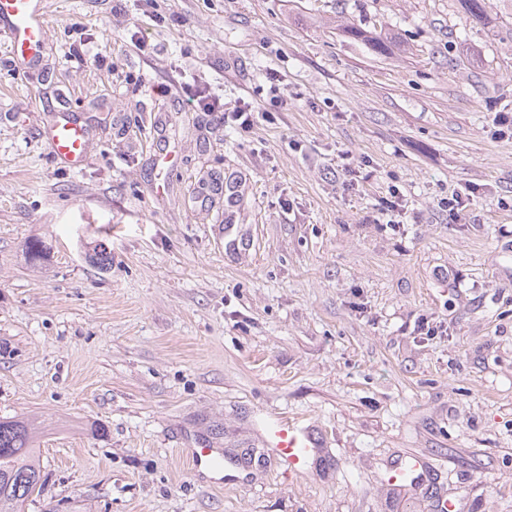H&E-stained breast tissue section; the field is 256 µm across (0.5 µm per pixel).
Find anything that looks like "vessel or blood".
<instances>
[{
	"label": "vessel or blood",
	"mask_w": 512,
	"mask_h": 512,
	"mask_svg": "<svg viewBox=\"0 0 512 512\" xmlns=\"http://www.w3.org/2000/svg\"><path fill=\"white\" fill-rule=\"evenodd\" d=\"M46 7L47 0H0V34L7 39L13 59L22 66L34 65L39 59L47 37ZM47 142L53 156L78 167L89 155L91 138L86 126L63 116L50 126ZM267 436L285 472L293 476L304 474L315 446L311 430L278 416L268 424ZM191 456L193 466L214 471L224 468V458L216 449L195 448ZM427 469L424 458L409 457L390 469L388 482L397 487H413L422 481Z\"/></svg>",
	"instance_id": "vessel-or-blood-1"
}]
</instances>
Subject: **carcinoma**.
<instances>
[{"mask_svg":"<svg viewBox=\"0 0 512 512\" xmlns=\"http://www.w3.org/2000/svg\"><path fill=\"white\" fill-rule=\"evenodd\" d=\"M36 436L29 419H0V512H24L30 498L43 490Z\"/></svg>","mask_w":512,"mask_h":512,"instance_id":"1","label":"carcinoma"}]
</instances>
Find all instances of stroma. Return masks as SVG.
Here are the masks:
<instances>
[{"label":"stroma","instance_id":"stroma-1","mask_svg":"<svg viewBox=\"0 0 512 512\" xmlns=\"http://www.w3.org/2000/svg\"><path fill=\"white\" fill-rule=\"evenodd\" d=\"M485 2L48 0L26 72L0 37V418L44 423L26 512H512V0ZM273 75L272 119L207 112L271 108ZM64 112L93 137L76 170L46 144ZM278 415L323 440L304 477L262 444ZM410 455L430 483L388 485ZM243 107H237V109L233 112H224V110L215 109L214 107H209L208 112H224L220 113L219 122L226 123L231 119V121L239 122L238 125L243 129L250 128L252 124V116L253 112H259V107L253 106L250 103L243 102ZM191 456L194 467H205L214 471H221L224 468L223 455L215 448H193Z\"/></svg>","mask_w":512,"mask_h":512}]
</instances>
